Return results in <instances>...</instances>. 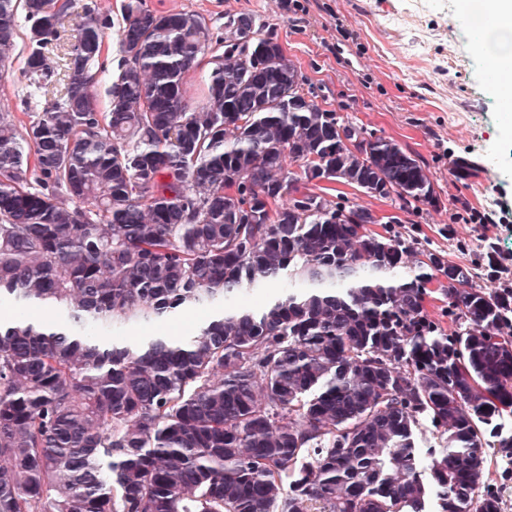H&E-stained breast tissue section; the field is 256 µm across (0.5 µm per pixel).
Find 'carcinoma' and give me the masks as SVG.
<instances>
[{
	"instance_id": "obj_1",
	"label": "carcinoma",
	"mask_w": 512,
	"mask_h": 512,
	"mask_svg": "<svg viewBox=\"0 0 512 512\" xmlns=\"http://www.w3.org/2000/svg\"><path fill=\"white\" fill-rule=\"evenodd\" d=\"M20 8L29 98L62 89L22 131L0 112V512H501L482 427L512 414V286L430 251L397 276L406 239L292 170L409 206L419 161L364 127L371 155L344 148L273 36L245 54L146 0L102 113L110 17L86 5L64 45L66 4L0 0L1 66ZM422 417L448 443L430 484Z\"/></svg>"
}]
</instances>
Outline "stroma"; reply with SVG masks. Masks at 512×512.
<instances>
[{
	"instance_id": "obj_1",
	"label": "stroma",
	"mask_w": 512,
	"mask_h": 512,
	"mask_svg": "<svg viewBox=\"0 0 512 512\" xmlns=\"http://www.w3.org/2000/svg\"><path fill=\"white\" fill-rule=\"evenodd\" d=\"M150 7L197 15L223 29L252 15L274 29L322 108L396 141L426 169L435 205L415 203L398 231L420 248L458 263L492 254L496 280L512 285V112L491 83L482 17L458 0H147ZM30 44L19 33L0 74V110L17 126L38 118L23 74Z\"/></svg>"
}]
</instances>
